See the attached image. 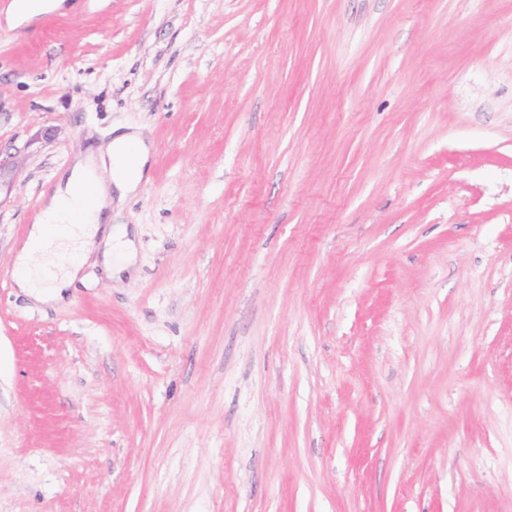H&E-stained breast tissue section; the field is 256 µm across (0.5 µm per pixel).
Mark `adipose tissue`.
<instances>
[{
	"mask_svg": "<svg viewBox=\"0 0 512 512\" xmlns=\"http://www.w3.org/2000/svg\"><path fill=\"white\" fill-rule=\"evenodd\" d=\"M110 173L100 181L99 171ZM150 178V149L142 130L113 139L106 146L73 155L57 188L23 239L15 247L14 285L35 303L63 302L79 280L87 260L85 246L97 242L106 273L119 272L133 261L131 239L113 233L112 208L137 192Z\"/></svg>",
	"mask_w": 512,
	"mask_h": 512,
	"instance_id": "1",
	"label": "adipose tissue"
}]
</instances>
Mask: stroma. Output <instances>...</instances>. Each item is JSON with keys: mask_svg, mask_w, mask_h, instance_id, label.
I'll return each instance as SVG.
<instances>
[{"mask_svg": "<svg viewBox=\"0 0 512 512\" xmlns=\"http://www.w3.org/2000/svg\"><path fill=\"white\" fill-rule=\"evenodd\" d=\"M0 0V512H512V0ZM144 130L65 304L14 245ZM16 3L5 16L6 23L10 26L30 23L39 15L63 8L64 0H14Z\"/></svg>", "mask_w": 512, "mask_h": 512, "instance_id": "obj_1", "label": "stroma"}]
</instances>
